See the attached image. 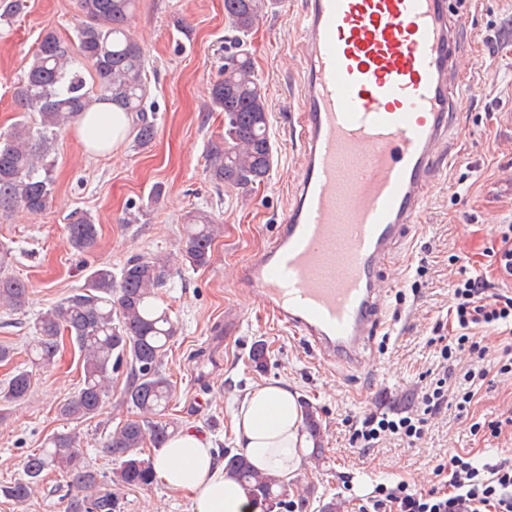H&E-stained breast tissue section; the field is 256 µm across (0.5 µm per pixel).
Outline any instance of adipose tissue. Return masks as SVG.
Instances as JSON below:
<instances>
[{
	"mask_svg": "<svg viewBox=\"0 0 512 512\" xmlns=\"http://www.w3.org/2000/svg\"><path fill=\"white\" fill-rule=\"evenodd\" d=\"M236 446L258 470L291 478L311 441L302 429L296 391L275 382L248 392L233 416ZM157 476L186 494L191 512H257L243 487L224 473L204 437L193 430L172 439L156 457Z\"/></svg>",
	"mask_w": 512,
	"mask_h": 512,
	"instance_id": "ef3b65f1",
	"label": "adipose tissue"
}]
</instances>
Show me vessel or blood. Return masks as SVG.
Here are the masks:
<instances>
[{"label": "vessel or blood", "instance_id": "vessel-or-blood-1", "mask_svg": "<svg viewBox=\"0 0 512 512\" xmlns=\"http://www.w3.org/2000/svg\"><path fill=\"white\" fill-rule=\"evenodd\" d=\"M300 27L299 172L237 284L321 360L359 370L384 270L455 145L464 33L449 0H305Z\"/></svg>", "mask_w": 512, "mask_h": 512}]
</instances>
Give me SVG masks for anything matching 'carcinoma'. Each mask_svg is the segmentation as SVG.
<instances>
[{
    "instance_id": "carcinoma-1",
    "label": "carcinoma",
    "mask_w": 512,
    "mask_h": 512,
    "mask_svg": "<svg viewBox=\"0 0 512 512\" xmlns=\"http://www.w3.org/2000/svg\"><path fill=\"white\" fill-rule=\"evenodd\" d=\"M84 21L75 40L45 32L33 52L28 70L14 91L19 120L0 133V216L22 211L44 213L55 195L56 159L51 145L58 131L77 121L99 102L131 117L128 132L138 147L155 137V124L146 114V57L131 33L136 0H78ZM272 0H224V15L236 32L237 51L224 58L220 78L210 92L212 109L224 113V137L211 145L207 174L217 185L244 188L265 181L273 166L268 136L269 106L254 73L248 36ZM22 0H0V22L9 23ZM93 66L86 80L80 61ZM220 225L204 211L188 216L181 237L184 265L209 264ZM98 229L93 217L82 213L67 225V243L77 252L94 246ZM173 260L134 258L119 272L105 265L93 270L84 284L50 309L40 313L29 329L25 367H18L0 384V405L26 401L33 372L55 362L61 344L77 349L83 376L77 392L58 408L70 423L87 421L101 411L112 387V375L126 370L130 380L124 398L134 411L109 435L103 448L116 467L112 487L87 460L75 430L55 432L43 446L28 454L23 476L0 485V496L22 506L44 477L62 473L74 494L68 512H121L118 490L153 485L154 454L178 432L177 423L164 419L173 385L162 372V360L177 333L175 322L158 304L159 292L173 277ZM30 294L27 281L0 274V306L25 310ZM303 420L315 445L310 458L322 457L321 420L316 409L305 407ZM224 471L246 490L260 512H286L288 484L273 473L255 470L240 455L224 451Z\"/></svg>"
}]
</instances>
